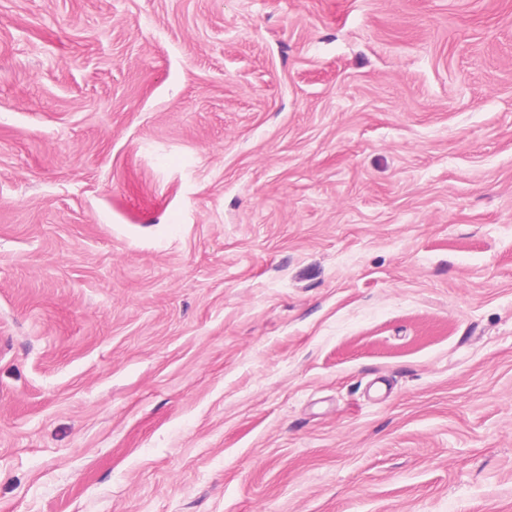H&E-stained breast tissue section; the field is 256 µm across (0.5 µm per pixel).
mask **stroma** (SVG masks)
Listing matches in <instances>:
<instances>
[{
	"label": "stroma",
	"instance_id": "1",
	"mask_svg": "<svg viewBox=\"0 0 512 512\" xmlns=\"http://www.w3.org/2000/svg\"><path fill=\"white\" fill-rule=\"evenodd\" d=\"M0 512H512V0H0Z\"/></svg>",
	"mask_w": 512,
	"mask_h": 512
}]
</instances>
